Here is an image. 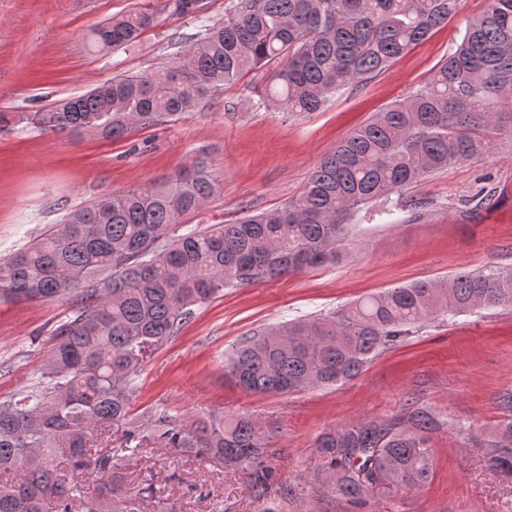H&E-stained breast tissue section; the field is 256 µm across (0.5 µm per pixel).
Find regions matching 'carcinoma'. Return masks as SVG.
Instances as JSON below:
<instances>
[{
	"label": "carcinoma",
	"mask_w": 512,
	"mask_h": 512,
	"mask_svg": "<svg viewBox=\"0 0 512 512\" xmlns=\"http://www.w3.org/2000/svg\"><path fill=\"white\" fill-rule=\"evenodd\" d=\"M170 0H149L96 26L90 47L115 50L153 28ZM461 0H233L161 71L114 78L25 120L43 131L97 132L114 140L182 119L218 87L277 62L274 93L287 112L319 111L360 86L434 30ZM512 108V0H488L429 81L374 113L325 154L283 207L231 224L180 232L182 219L218 190L198 159L166 184L107 195L54 224L37 243L0 262V293L18 301L76 294L52 332L41 381L0 403V512H175L165 483L128 495L131 466L172 448L212 473L273 480L268 448L279 423L253 414L198 416L145 411L128 420L145 360L177 335L193 307L260 281L334 265L358 213L396 223L375 202L425 176L489 151L486 133ZM512 305V270L463 271L348 303L322 317L285 321L249 336L224 360L243 390L290 393L359 375L421 323ZM127 422L123 446L112 425ZM445 425L410 407L384 422L357 421L315 441V481L352 501L419 489L432 478L427 433ZM488 468L512 474V421L496 432ZM95 476L88 483L87 473Z\"/></svg>",
	"instance_id": "obj_1"
}]
</instances>
